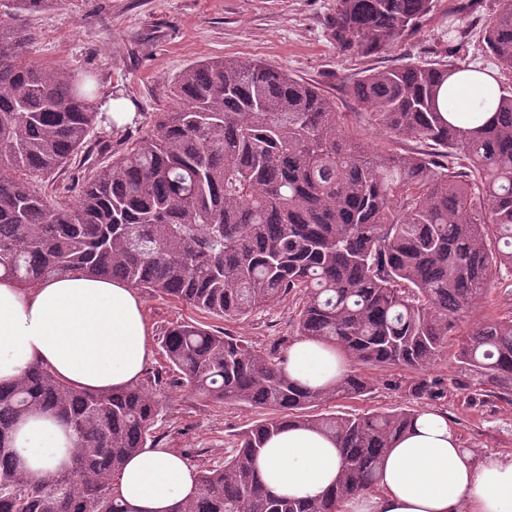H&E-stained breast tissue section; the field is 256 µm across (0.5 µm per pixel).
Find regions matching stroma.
Masks as SVG:
<instances>
[{"instance_id":"stroma-1","label":"stroma","mask_w":512,"mask_h":512,"mask_svg":"<svg viewBox=\"0 0 512 512\" xmlns=\"http://www.w3.org/2000/svg\"><path fill=\"white\" fill-rule=\"evenodd\" d=\"M9 3L0 0V20L35 33L34 61L93 71L100 94H119L131 102L138 121L129 131L113 134L116 146L125 136L147 131L152 113L178 109L173 86L187 67L224 57L260 59L316 86L335 100L337 111L347 113L349 136L371 148L417 150L416 142L390 138L372 126L348 87L369 69L439 61L434 45L451 21L465 32L451 61L462 68L488 69L503 85L512 86V72L498 68L482 41L484 23L502 8L503 0H436L433 12L414 32L371 55L336 45L331 35L336 0H63L62 6L20 16L9 13ZM142 301L153 336H162L173 324L194 322L264 350L292 335L298 306L289 297L270 310L222 321L158 296L146 295ZM371 375L376 381L372 394L326 404L321 413L386 412L409 405L408 397L387 386L388 380L407 377L406 369H375ZM430 376L448 390L435 408L455 426L464 447L478 454L512 452V401L474 398L478 374L451 356L438 361ZM152 387L163 408L154 427L161 448L182 455L197 468L223 460L232 435L266 416L262 409L211 404L175 389Z\"/></svg>"}]
</instances>
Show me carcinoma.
Wrapping results in <instances>:
<instances>
[{
	"label": "carcinoma",
	"mask_w": 512,
	"mask_h": 512,
	"mask_svg": "<svg viewBox=\"0 0 512 512\" xmlns=\"http://www.w3.org/2000/svg\"><path fill=\"white\" fill-rule=\"evenodd\" d=\"M61 0H14L19 14ZM433 0H337L333 38L373 53L402 40ZM35 37L0 21V274L28 288L74 273L121 280L233 320L300 299L298 336L326 343L359 367L328 390L306 388L226 332L184 322L161 338L170 384L214 404L266 409L235 434L224 462L198 471L195 495L172 512H339L374 487L415 408L317 414L375 390L361 367H403L391 384L436 402L429 379L448 356L480 385L512 396V310L460 322L499 286L512 288V88L499 87L493 119L448 121L459 97L442 89L453 62L370 71L351 89L372 124L424 153L380 152L342 134L344 113L315 86L261 60L215 58L174 86L181 106L150 132L112 150L101 130L90 72L31 59ZM483 42L512 72V0L486 21ZM95 142L109 159L93 163ZM72 169L67 181L50 176ZM161 406L134 382L78 390L36 362L0 383V512H127L119 482L128 458L156 447ZM56 416L74 435L68 463L36 477L12 448L18 423ZM339 442L342 472L321 497L268 488L256 469L266 441L287 424Z\"/></svg>",
	"instance_id": "carcinoma-1"
}]
</instances>
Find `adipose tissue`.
Wrapping results in <instances>:
<instances>
[{"instance_id": "adipose-tissue-1", "label": "adipose tissue", "mask_w": 512, "mask_h": 512, "mask_svg": "<svg viewBox=\"0 0 512 512\" xmlns=\"http://www.w3.org/2000/svg\"><path fill=\"white\" fill-rule=\"evenodd\" d=\"M151 353L143 301L123 281L74 275L23 289L0 279V383L44 362L78 388L121 389L139 378ZM282 367L303 386L328 388L348 361L301 337ZM72 441L56 418L37 416L22 425L16 446L36 474L47 475L65 462ZM256 467L277 493L314 499L334 487L342 457L332 438L288 425L265 443ZM196 487L197 472L182 457L146 448L127 462L120 494L129 512H169ZM341 512H512V452L463 448L445 415L422 410L390 449L375 487L346 500Z\"/></svg>"}]
</instances>
